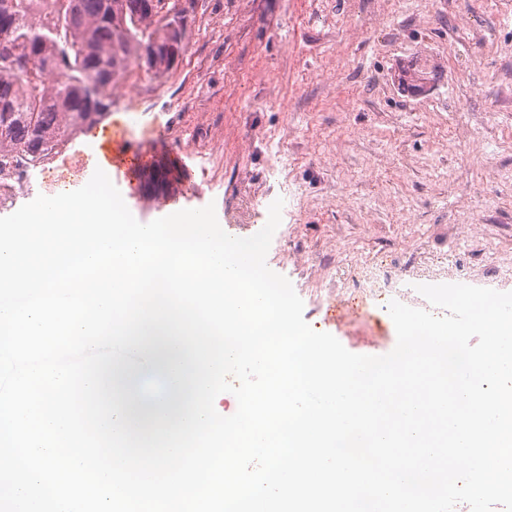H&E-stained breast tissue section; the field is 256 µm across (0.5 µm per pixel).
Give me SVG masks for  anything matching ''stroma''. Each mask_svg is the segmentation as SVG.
Wrapping results in <instances>:
<instances>
[{"label":"stroma","instance_id":"35a3bbf8","mask_svg":"<svg viewBox=\"0 0 512 512\" xmlns=\"http://www.w3.org/2000/svg\"><path fill=\"white\" fill-rule=\"evenodd\" d=\"M183 42L139 111L116 88L99 124L150 161L191 170L169 193L125 197L136 220L211 203L221 228L249 237L293 191L288 235L266 264H308L295 288L305 321L361 355L392 351L396 331L384 306L364 308L353 291L320 302L328 270L347 281L364 261L424 249L447 259L449 275L512 280L506 0H195ZM417 63L435 78L415 95L402 79ZM101 135L75 146L125 189Z\"/></svg>","mask_w":512,"mask_h":512}]
</instances>
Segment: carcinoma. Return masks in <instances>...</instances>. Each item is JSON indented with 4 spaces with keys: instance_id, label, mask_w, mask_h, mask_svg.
<instances>
[{
    "instance_id": "1",
    "label": "carcinoma",
    "mask_w": 512,
    "mask_h": 512,
    "mask_svg": "<svg viewBox=\"0 0 512 512\" xmlns=\"http://www.w3.org/2000/svg\"><path fill=\"white\" fill-rule=\"evenodd\" d=\"M0 0V156L39 158L71 144L112 108L131 57L166 75L183 50L179 0Z\"/></svg>"
}]
</instances>
